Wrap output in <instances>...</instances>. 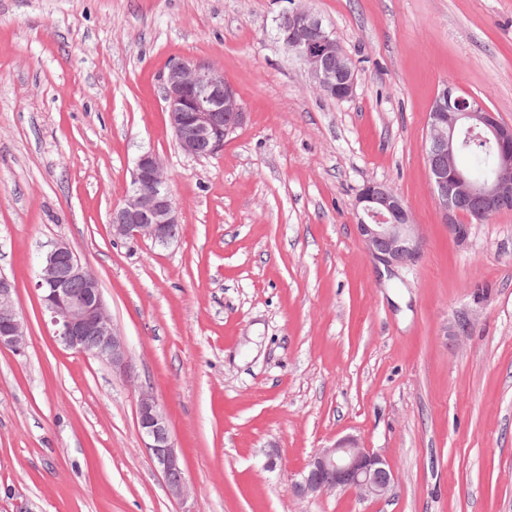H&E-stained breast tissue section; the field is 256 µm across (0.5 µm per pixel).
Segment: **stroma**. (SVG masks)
<instances>
[{"label": "stroma", "instance_id": "stroma-1", "mask_svg": "<svg viewBox=\"0 0 512 512\" xmlns=\"http://www.w3.org/2000/svg\"><path fill=\"white\" fill-rule=\"evenodd\" d=\"M304 4L358 71L349 100L283 47L290 0H0V276L27 336L0 351V512H512V211L456 242L425 154L444 83L512 124V0ZM182 59L220 67L247 112L209 158L167 122ZM148 151L178 205L166 247L109 224ZM369 181L424 237L387 276L356 231ZM54 242L98 276L136 387L55 343L34 289ZM142 389L185 498L139 434ZM347 434L384 454L389 494L290 495ZM136 420L155 468L171 493L183 497L187 491L183 460L174 446L168 416L149 391L138 392Z\"/></svg>", "mask_w": 512, "mask_h": 512}]
</instances>
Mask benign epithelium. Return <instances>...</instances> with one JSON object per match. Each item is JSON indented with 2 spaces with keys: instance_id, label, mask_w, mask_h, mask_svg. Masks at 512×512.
I'll return each instance as SVG.
<instances>
[{
  "instance_id": "7a95c632",
  "label": "benign epithelium",
  "mask_w": 512,
  "mask_h": 512,
  "mask_svg": "<svg viewBox=\"0 0 512 512\" xmlns=\"http://www.w3.org/2000/svg\"><path fill=\"white\" fill-rule=\"evenodd\" d=\"M280 40L308 67L316 88L336 100L353 96L358 73L313 11L304 7L289 11L288 28ZM162 98L176 143L194 158L216 155L246 122L247 112L236 91L224 80V72L210 63H172L163 80ZM427 127L432 189L448 229L461 241L469 231V225L456 221L462 201L478 204L472 217L482 222L512 209V125L502 122L480 99L462 95L455 85L446 83L432 101ZM465 131L497 147L498 163L482 181L470 179L458 165ZM356 208L359 241L374 261L393 267L410 266L419 259L423 240L401 196L382 183L368 182L357 196ZM110 224L115 239H148L160 246L177 239L178 210L159 156L147 152L139 157L131 188L123 202L112 208ZM34 288L41 316L51 325L59 345L108 363L129 386H136L126 344L114 328L99 279L68 245L55 243L42 254ZM14 294V285L0 277V350L21 352L27 338ZM136 420L155 468L171 493L183 497L187 491L184 464L174 446L168 416L155 396L142 389ZM393 483L386 459L364 447L356 436L345 435L316 450L289 492L308 497L352 490L364 498H378Z\"/></svg>"
}]
</instances>
